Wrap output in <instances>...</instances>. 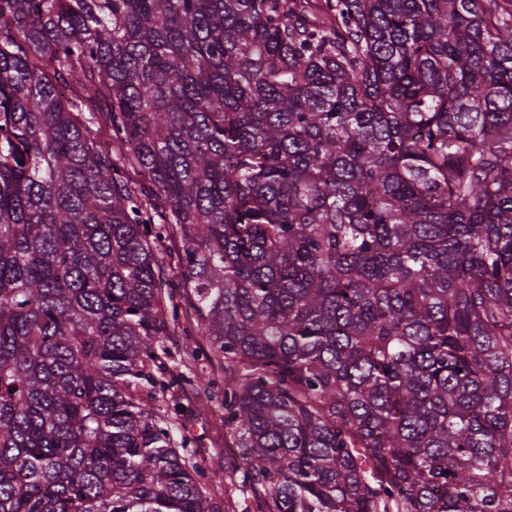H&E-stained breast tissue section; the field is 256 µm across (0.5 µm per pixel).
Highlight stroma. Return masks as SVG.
Returning <instances> with one entry per match:
<instances>
[{
  "label": "stroma",
  "mask_w": 512,
  "mask_h": 512,
  "mask_svg": "<svg viewBox=\"0 0 512 512\" xmlns=\"http://www.w3.org/2000/svg\"><path fill=\"white\" fill-rule=\"evenodd\" d=\"M162 271L169 283L170 304L180 311L181 330L167 337L166 344L172 357L168 363V375L173 382L169 399L179 404V421L182 432L197 451L199 462L212 471L210 485L213 496L222 504L223 512H257L251 492L238 483L235 470L239 463L236 450L222 421L223 412L216 403L206 401L203 389L191 382L199 370H206L213 378H222L223 372L217 363H206L203 354L207 344L189 347V330L195 329L197 316L190 306L189 298L181 287L177 272L171 261H164Z\"/></svg>",
  "instance_id": "35a3bbf8"
}]
</instances>
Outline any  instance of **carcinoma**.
Segmentation results:
<instances>
[{"label": "carcinoma", "instance_id": "carcinoma-1", "mask_svg": "<svg viewBox=\"0 0 512 512\" xmlns=\"http://www.w3.org/2000/svg\"><path fill=\"white\" fill-rule=\"evenodd\" d=\"M171 234L257 512H512V0H0V512H222ZM179 247V240L170 237L161 252V269L169 282L171 293L170 301L164 307L168 311L176 306L180 311L181 321L180 330L176 329L173 336L165 338L172 353L168 362V377L173 382V390L168 393L166 403L171 405L172 411V400L179 403L178 418L182 424V433L189 438L190 448L196 449L198 461L212 470L210 489L213 496L223 504V512H257L251 492L237 482L235 470L239 458L224 429L223 411L217 407L216 402L206 401L201 385L197 386L195 382L189 385L186 381L193 378L196 371L201 373L203 366L206 367L205 373H210L219 382L223 372L216 360L213 363L204 360V352H209L207 343L196 344L193 336H185L182 331V327H187L192 334L197 324V316L190 306L184 288H181L174 263H171L168 255L171 252L175 256ZM193 349L200 352L198 358L191 355Z\"/></svg>", "mask_w": 512, "mask_h": 512}]
</instances>
